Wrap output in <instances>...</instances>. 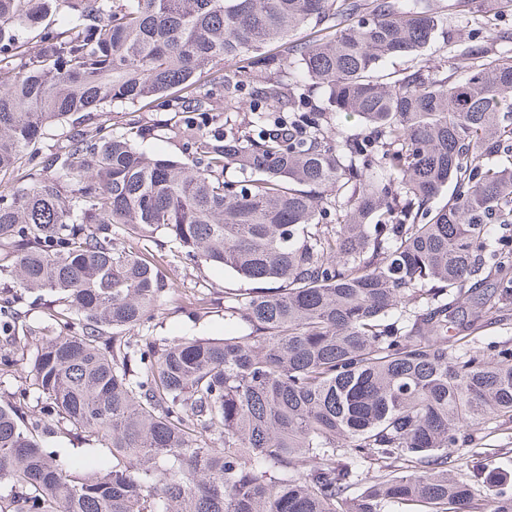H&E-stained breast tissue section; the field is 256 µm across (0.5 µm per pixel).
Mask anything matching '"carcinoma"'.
<instances>
[{
    "label": "carcinoma",
    "instance_id": "carcinoma-1",
    "mask_svg": "<svg viewBox=\"0 0 512 512\" xmlns=\"http://www.w3.org/2000/svg\"><path fill=\"white\" fill-rule=\"evenodd\" d=\"M61 2L42 29L51 0H0V277L60 327L32 359L40 415L0 399V512H512L471 461L480 424L512 430V344L475 337L512 324V0H467L468 39L438 0ZM225 61L248 104L197 85ZM147 99L191 162L135 146ZM107 105L126 133L85 123ZM339 112L373 136L339 138ZM158 231L255 284L224 301L235 333L130 335Z\"/></svg>",
    "mask_w": 512,
    "mask_h": 512
}]
</instances>
